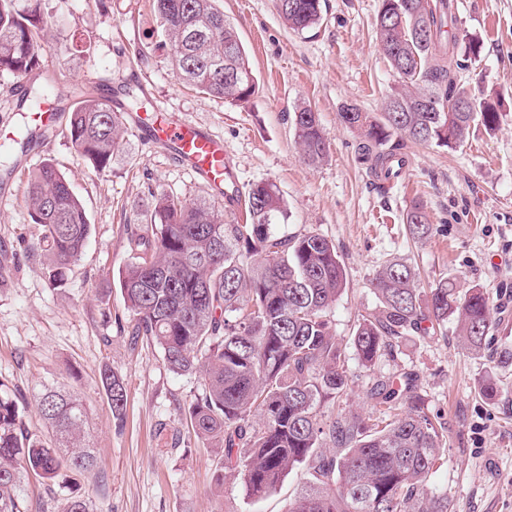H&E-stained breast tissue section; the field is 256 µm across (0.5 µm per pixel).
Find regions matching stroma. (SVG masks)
Returning <instances> with one entry per match:
<instances>
[{"label": "stroma", "instance_id": "1", "mask_svg": "<svg viewBox=\"0 0 512 512\" xmlns=\"http://www.w3.org/2000/svg\"><path fill=\"white\" fill-rule=\"evenodd\" d=\"M275 3L218 0L260 85L249 102L231 106L177 79L152 0H42L53 21L42 65L23 78L0 72V122L15 121L20 85L48 81L69 108L76 90L128 88L146 112H179L223 137L242 189L271 182L286 200L288 217L276 234L314 231L335 245L347 284L328 318L341 344H349L358 315L374 311L371 279L393 259L415 267L421 292L443 277L462 291L483 289L495 321L487 352L469 351L452 333L407 337L373 368L349 359L338 406L369 416L373 377L416 373L429 413L447 431L432 487L447 493L453 512H512V0H453L460 41L481 46L462 73L464 85L496 106L497 129L475 128L452 149L405 140L406 171L384 192L357 163L359 134L340 118L346 105L378 115L398 85L376 39L381 0H324L321 24L302 33L282 23ZM302 103L317 113L329 143L316 166L303 160L291 126ZM45 159L65 174L91 224L62 285L49 279L44 255L26 249L40 233L25 202L28 177ZM8 168L16 194L0 202V380L23 396L34 430L43 427L35 403L43 387L84 401L97 458L84 489L97 512H288L305 470L294 469L260 502L241 480L217 482L222 451L197 437L188 414L202 377L173 373L156 344L133 336L135 319L120 292L118 272L136 257L131 239L153 195L192 201L207 190L132 133L110 169L95 170L76 153L64 117L40 154ZM416 201L432 224L423 238L403 222ZM106 367L127 389L118 417L100 382ZM490 373L499 385L492 401L478 393Z\"/></svg>", "mask_w": 512, "mask_h": 512}]
</instances>
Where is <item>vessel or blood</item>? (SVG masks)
<instances>
[{
	"instance_id": "b4317fda",
	"label": "vessel or blood",
	"mask_w": 512,
	"mask_h": 512,
	"mask_svg": "<svg viewBox=\"0 0 512 512\" xmlns=\"http://www.w3.org/2000/svg\"><path fill=\"white\" fill-rule=\"evenodd\" d=\"M138 137L163 147L173 161L189 170L210 193L237 208L242 193L236 167L222 138L177 112L157 110L152 115L127 113Z\"/></svg>"
}]
</instances>
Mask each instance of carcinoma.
I'll return each instance as SVG.
<instances>
[{"label":"carcinoma","instance_id":"carcinoma-1","mask_svg":"<svg viewBox=\"0 0 512 512\" xmlns=\"http://www.w3.org/2000/svg\"><path fill=\"white\" fill-rule=\"evenodd\" d=\"M0 0V70L26 76L40 68V50L52 21L41 0ZM217 0H156V17L176 76L196 89L238 105L258 90L238 32ZM293 31L322 20L321 0H276ZM450 0H382L376 17L380 49L401 80L381 117L355 106L341 118L361 130L358 161L380 185L399 178L401 140L438 147L461 145L474 127L492 131L499 112L475 99L456 111L461 83L459 39L449 28ZM291 125L303 158L320 164L328 142L316 112L298 106ZM121 113L108 96H87L69 116L77 154L108 169L123 139ZM26 204L41 234L31 244L48 260L47 273L63 284L83 253L91 224L63 173L45 161L28 180ZM287 216L278 187L260 182L248 191L246 223L224 219L206 200L153 196L134 245L139 256L119 271V285L135 317L134 334L154 342L170 370L203 376L188 406L192 426L221 444L225 472L241 477L254 501L271 495L282 478L304 467L306 484L289 512H452L448 494L430 478L445 449L442 424L426 410L417 376H376L366 398L381 424L321 408L346 393L347 362L363 367L394 356L407 336H434L455 318V332L471 351L488 345L494 328L488 297L473 287L460 293L440 279L426 295L414 268L393 260L372 279L377 310L361 316L350 346L338 342L328 310L346 273L336 247L316 232L281 237L272 226ZM404 223L414 237L431 233L424 205L413 203ZM100 381L121 416L127 392L112 370ZM24 402L0 381V512H31L22 485L34 476L65 496L63 512H94L77 477L95 464L86 435L87 409L74 393L46 388L37 409L46 432L30 429ZM337 449L320 451L323 441Z\"/></svg>","mask_w":512,"mask_h":512}]
</instances>
